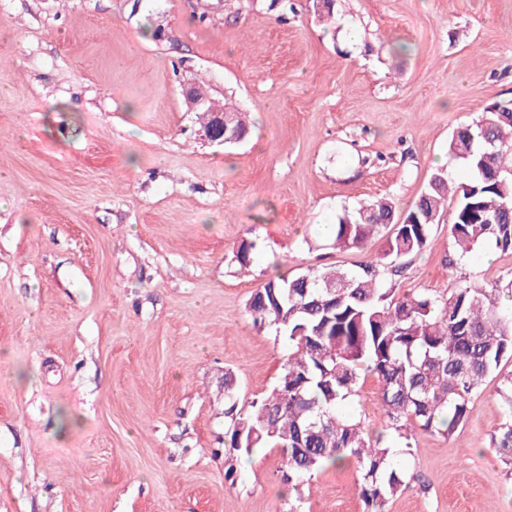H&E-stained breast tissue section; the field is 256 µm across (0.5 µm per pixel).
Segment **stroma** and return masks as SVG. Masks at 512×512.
Segmentation results:
<instances>
[{"mask_svg":"<svg viewBox=\"0 0 512 512\" xmlns=\"http://www.w3.org/2000/svg\"><path fill=\"white\" fill-rule=\"evenodd\" d=\"M0 0V512H366L354 467L293 489L279 449L224 479V372L241 404L284 343L250 295L357 269L325 225L404 211L448 137L512 99V0ZM246 113L209 143L182 91ZM257 243L249 272L234 253ZM448 224L395 297L512 276L489 248L448 267ZM485 380L452 436L411 431L389 512H512ZM376 379L344 412L382 431Z\"/></svg>","mask_w":512,"mask_h":512,"instance_id":"obj_1","label":"stroma"}]
</instances>
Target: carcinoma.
<instances>
[{
    "instance_id": "carcinoma-1",
    "label": "carcinoma",
    "mask_w": 512,
    "mask_h": 512,
    "mask_svg": "<svg viewBox=\"0 0 512 512\" xmlns=\"http://www.w3.org/2000/svg\"><path fill=\"white\" fill-rule=\"evenodd\" d=\"M500 106L448 141L466 175L461 186L452 187L448 169L438 167L402 216L381 199L330 225L332 248L364 251L393 224L375 257L357 270L279 276L248 300L253 324L275 327L287 350L276 384L246 407L233 375L224 373L225 480L236 479L241 453L271 445L281 450L283 478L292 486L327 465L353 462L367 512H388L405 483L397 456L411 453L409 430L451 436L485 379L512 359V278L491 285L464 278L446 295L398 300L387 287L406 258L429 247L449 208L448 266L484 246L512 254V102ZM255 251L253 241L238 246L240 268L251 266ZM363 374L377 379L380 410L397 438L374 436L362 420L340 412ZM499 398L512 419V374L501 377ZM491 445L512 470V425Z\"/></svg>"
}]
</instances>
